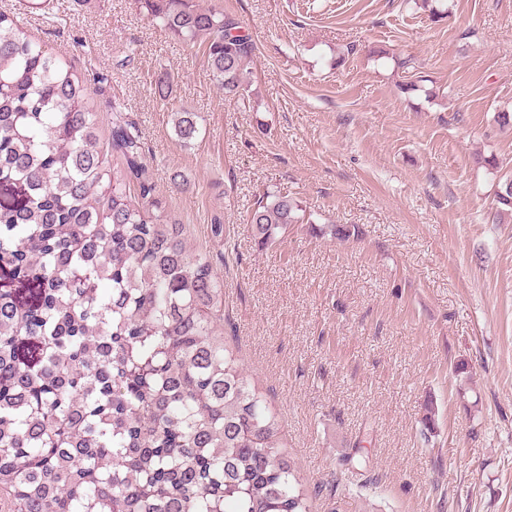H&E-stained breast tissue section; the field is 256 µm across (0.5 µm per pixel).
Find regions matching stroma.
I'll return each instance as SVG.
<instances>
[{
  "label": "stroma",
  "mask_w": 512,
  "mask_h": 512,
  "mask_svg": "<svg viewBox=\"0 0 512 512\" xmlns=\"http://www.w3.org/2000/svg\"><path fill=\"white\" fill-rule=\"evenodd\" d=\"M43 2L0 11L86 81L103 132L116 109L139 129L167 221L224 281V340L311 512H512V220L493 219L512 0H443L439 21L414 0H208L256 44L242 102L133 0ZM182 108L199 115L188 145ZM268 190L303 221L262 247L249 216ZM197 118V113L189 110L175 112L174 130L176 136L183 144H190L195 139L198 131Z\"/></svg>",
  "instance_id": "stroma-1"
}]
</instances>
